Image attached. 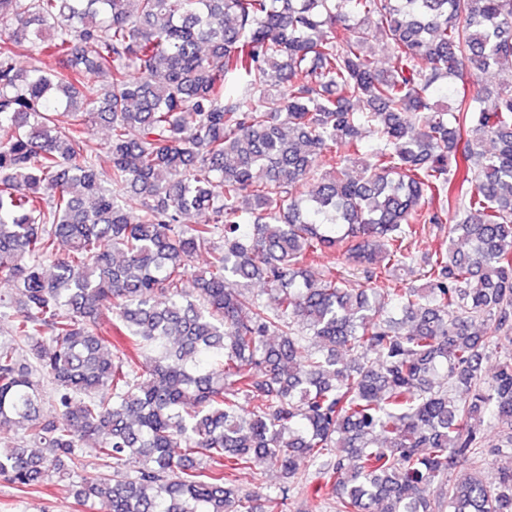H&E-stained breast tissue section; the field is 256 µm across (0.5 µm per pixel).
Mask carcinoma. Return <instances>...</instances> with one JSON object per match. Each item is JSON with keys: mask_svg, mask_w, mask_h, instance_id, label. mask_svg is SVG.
I'll return each mask as SVG.
<instances>
[{"mask_svg": "<svg viewBox=\"0 0 512 512\" xmlns=\"http://www.w3.org/2000/svg\"><path fill=\"white\" fill-rule=\"evenodd\" d=\"M504 65L512 0H0V427L33 443L0 477L89 512H281L304 461V512H512L511 470L448 483L512 429V354L483 375L512 334ZM450 216L425 287L399 282ZM326 254L384 287L312 277ZM257 459L282 483L242 495ZM91 129L93 133V138L95 144H97L98 147V154L100 155V161L97 165V172H98V178L102 185L109 186L110 184V166L105 161L106 160V154H105V143L107 142L108 138V128L97 118H94L91 121ZM448 223L447 224H425L424 230L417 236L412 245V250L417 255V262L409 266L400 267L396 270V277L402 283L413 285H421L422 270L420 266V258L426 252L434 251L448 241Z\"/></svg>", "mask_w": 512, "mask_h": 512, "instance_id": "carcinoma-1", "label": "carcinoma"}]
</instances>
